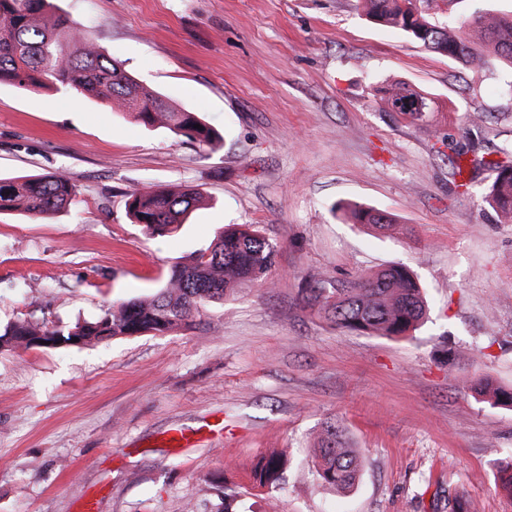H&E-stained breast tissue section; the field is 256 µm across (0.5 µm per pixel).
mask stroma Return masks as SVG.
Returning a JSON list of instances; mask_svg holds the SVG:
<instances>
[{"label": "stroma", "instance_id": "obj_1", "mask_svg": "<svg viewBox=\"0 0 512 512\" xmlns=\"http://www.w3.org/2000/svg\"><path fill=\"white\" fill-rule=\"evenodd\" d=\"M168 102L222 135L205 145L145 128L72 93L0 86V176L66 171L69 209L0 214V326L66 329L104 306L152 296L169 267L227 224L279 245L267 283L209 306L196 328L82 348L0 351V512H222L214 487L258 512H512V406L470 387L512 389V222L485 203L512 139V69H477L374 23L358 0H56ZM436 22L512 0H423ZM405 82L435 103L428 123L385 111ZM198 186L174 233L134 224L137 189ZM395 215L388 231L335 204ZM402 265L431 307L411 336L339 329L304 300ZM340 423L361 470L339 491L311 473L315 439ZM179 429L187 439L170 446ZM286 454L280 488L254 487ZM285 469L283 457L280 454L271 453L265 456L252 472L251 480L259 487L277 488L281 484Z\"/></svg>", "mask_w": 512, "mask_h": 512}]
</instances>
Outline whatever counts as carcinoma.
Masks as SVG:
<instances>
[{
    "label": "carcinoma",
    "instance_id": "cac0c4a2",
    "mask_svg": "<svg viewBox=\"0 0 512 512\" xmlns=\"http://www.w3.org/2000/svg\"><path fill=\"white\" fill-rule=\"evenodd\" d=\"M365 14L401 30L424 47L475 67L499 61L512 67V14L477 11L459 26H441L430 20L414 0H360ZM19 88L73 91L123 112L145 126H164L175 133L210 144L215 130L196 113L172 106L132 76L122 63L108 56L97 42L72 27L54 10L52 0H0V84ZM380 102L390 112L424 123L434 112L433 101L405 82L380 90ZM200 128H195V125ZM506 160L493 163L496 176L484 200L501 218L512 220V149ZM75 185L62 171L47 175L0 178V214L20 212L32 218L48 217L69 208ZM202 198L193 186L171 189L150 186L131 194L128 210L134 223L152 236H165L184 223ZM354 224L384 229L393 214L363 203L339 206ZM278 243L254 224H227L211 246L185 262L171 266L164 288L151 297L114 303L93 321L66 329L20 320L0 332V349L51 348L105 342L131 336H161L197 325L210 304H222L240 288L266 280ZM309 303L336 327L388 337H405L427 315V302L413 273L393 265L357 277L346 288L314 280ZM472 388L495 404L512 405V391L493 388L485 377ZM314 475L341 490L355 486L360 460L343 430L330 424L318 436ZM285 460L277 453L265 456L252 472L259 487L277 488Z\"/></svg>",
    "mask_w": 512,
    "mask_h": 512
}]
</instances>
